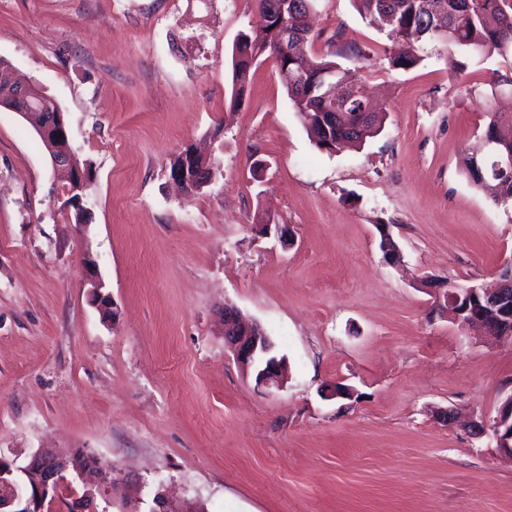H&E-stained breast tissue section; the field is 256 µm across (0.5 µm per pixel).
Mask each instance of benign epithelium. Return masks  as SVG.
Here are the masks:
<instances>
[{"instance_id": "1", "label": "benign epithelium", "mask_w": 512, "mask_h": 512, "mask_svg": "<svg viewBox=\"0 0 512 512\" xmlns=\"http://www.w3.org/2000/svg\"><path fill=\"white\" fill-rule=\"evenodd\" d=\"M331 97L335 103L347 105L354 99H365V92L359 86L352 89L339 85L332 87ZM38 130L50 148L69 138L64 113L59 111L43 115ZM465 292L477 296L479 304L477 309L465 311L463 318L455 311L460 294L453 289L445 292V302L454 312L455 322L463 328L479 325L493 339L511 340L507 333L512 331V268L506 269L496 287L476 285ZM224 341L237 363L255 373L258 385L269 389L283 387V360L272 355L274 344L258 324L227 308ZM495 430L502 457L512 461V396L500 408ZM69 469L75 472L83 492L66 504V512H107L98 510L97 500L110 503V488L118 481L114 466L93 462L88 454L67 456L45 448L37 449L23 466L0 455V512H44L46 500L55 496ZM189 508L190 503L174 505L158 491L147 512H187Z\"/></svg>"}]
</instances>
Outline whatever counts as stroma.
Here are the masks:
<instances>
[{"instance_id": "obj_1", "label": "stroma", "mask_w": 512, "mask_h": 512, "mask_svg": "<svg viewBox=\"0 0 512 512\" xmlns=\"http://www.w3.org/2000/svg\"><path fill=\"white\" fill-rule=\"evenodd\" d=\"M257 24L255 0H0V59L92 168L78 225L40 138L0 107V454L84 450L129 497L163 487L204 512H512V463L467 427L512 394V342L461 329L440 287L512 264V206L463 165L490 113L512 115L492 81L512 66L462 51L455 74L431 45L392 69L395 38L318 0L307 55L341 31L385 117L327 153L273 60L231 107L233 46ZM196 147L214 179L190 197L170 160ZM228 306L285 358L284 388L258 390L226 348ZM338 383L353 397L328 396Z\"/></svg>"}]
</instances>
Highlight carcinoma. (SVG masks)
Masks as SVG:
<instances>
[{"label":"carcinoma","mask_w":512,"mask_h":512,"mask_svg":"<svg viewBox=\"0 0 512 512\" xmlns=\"http://www.w3.org/2000/svg\"><path fill=\"white\" fill-rule=\"evenodd\" d=\"M317 0H288V9L277 14L270 27L260 32L242 31L233 48V90L231 107L242 101L251 67L273 59L280 81L293 107L300 115L308 135L321 151L331 153L344 144L355 147L380 134L383 118L367 114L363 105L352 103L342 111L331 110L324 100L330 85L355 87L357 71L338 62L340 57L366 58L358 46L328 51L318 60L296 51L297 43L309 39L306 18ZM358 13L378 30L391 29L400 36L405 49L388 57L389 66L407 70L423 60L424 47L441 44L448 47V68L459 72L464 63L451 54L462 48L480 57L494 54L512 58V0H353ZM288 30V38L280 37V29ZM10 66L0 59V99L13 101L14 84L9 77ZM486 138L495 142L500 151L512 152V119L493 113L485 131ZM498 156L490 152L481 160L470 157L465 162V174L478 187L487 183L496 189L494 201L506 203L512 199V174L496 175ZM84 180L91 178L90 165L74 157L73 170L55 175L58 186L69 187L71 195L64 205L73 210L75 222L85 224L89 213L75 203L81 193L76 171Z\"/></svg>","instance_id":"cac0c4a2"}]
</instances>
